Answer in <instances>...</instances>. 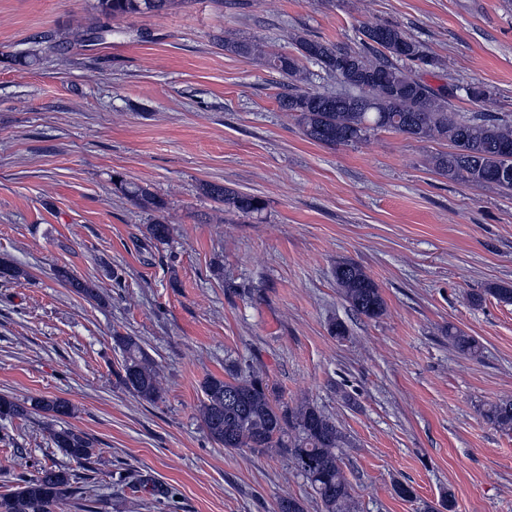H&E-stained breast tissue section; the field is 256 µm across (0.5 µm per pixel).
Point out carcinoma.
<instances>
[{
  "instance_id": "cac0c4a2",
  "label": "carcinoma",
  "mask_w": 512,
  "mask_h": 512,
  "mask_svg": "<svg viewBox=\"0 0 512 512\" xmlns=\"http://www.w3.org/2000/svg\"><path fill=\"white\" fill-rule=\"evenodd\" d=\"M175 0H96L103 16L118 18L158 12ZM360 46L351 47L314 39L298 41L299 56L272 52L259 40L223 42L224 50L260 61L283 80L278 95L280 109L290 113L303 135L312 142L352 146L379 130L400 133L417 142L445 140L451 150L432 157L433 167L465 185H494L512 192V180L503 182L502 171L512 169V124L493 115L467 119L453 111L458 86L437 88L426 83L419 70L434 65L425 47L400 28L378 23L361 32ZM318 65L343 87L340 92L301 86L299 58ZM472 100L485 98L481 85L464 89ZM114 185L139 206L154 212L165 202L149 189L122 179ZM205 193L224 204V211L250 217L264 210L257 196L224 185L205 184ZM144 237L157 247L171 237V227L161 220L144 225ZM336 286L358 316L377 319L386 313L380 288L358 263L336 262ZM57 279L88 300H99L92 282L75 277L67 268L56 270ZM448 340L462 354L477 357L478 341L461 332L448 331ZM122 352L120 383L140 399L154 403L161 397L158 372L152 357L134 336H115ZM225 377L209 375L201 382L200 417L209 439L226 450L248 449L276 453L291 460L311 483L323 512H352L351 485L341 466L339 449L348 447L346 434L336 420L305 402L290 407L276 398L269 384L255 372H242L234 362L224 367ZM37 411L49 420L48 434L57 448L83 465L90 460L89 437L67 423L72 403L60 397H17L0 394V419H25ZM488 422L512 429V401L491 403L483 410ZM74 493L72 474L65 467H42L21 478L14 491L0 494V512H58Z\"/></svg>"
}]
</instances>
